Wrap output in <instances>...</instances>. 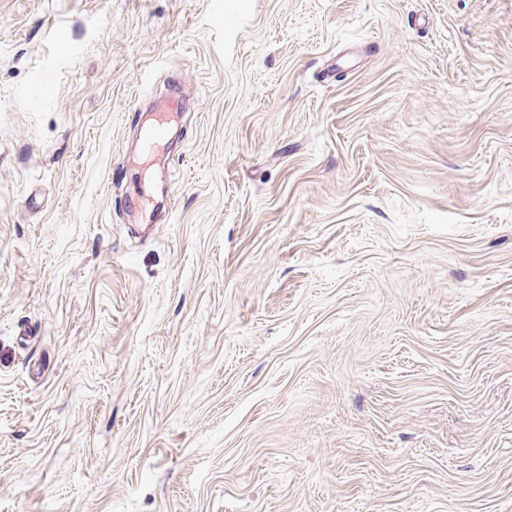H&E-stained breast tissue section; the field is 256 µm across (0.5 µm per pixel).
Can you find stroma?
<instances>
[{
	"label": "stroma",
	"mask_w": 512,
	"mask_h": 512,
	"mask_svg": "<svg viewBox=\"0 0 512 512\" xmlns=\"http://www.w3.org/2000/svg\"><path fill=\"white\" fill-rule=\"evenodd\" d=\"M0 512H512V0H0ZM165 106L167 112H153V121L143 133L142 141L145 154L149 153L153 141L163 137L170 123V117L183 112L186 106V97L179 92H174L166 98Z\"/></svg>",
	"instance_id": "stroma-1"
}]
</instances>
